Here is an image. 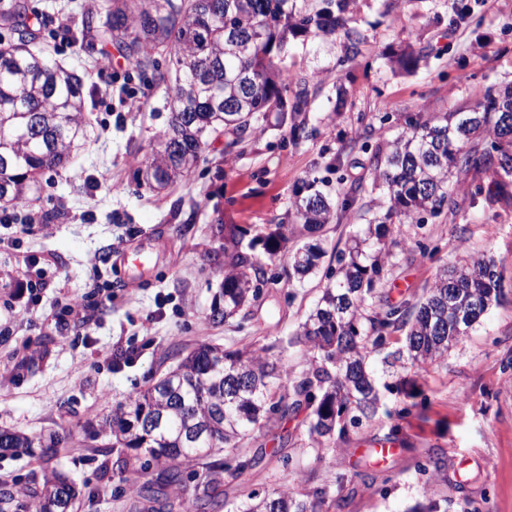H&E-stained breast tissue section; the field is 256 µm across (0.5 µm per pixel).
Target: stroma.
<instances>
[{"mask_svg": "<svg viewBox=\"0 0 512 512\" xmlns=\"http://www.w3.org/2000/svg\"><path fill=\"white\" fill-rule=\"evenodd\" d=\"M37 28V47L87 78L92 97L84 116L90 144L65 167L46 173L34 219L16 236L0 224V429L29 435L47 430L77 445L56 459L0 456V485L16 493L4 512H22L45 474L65 472L78 496L69 512H135L132 485L105 476L103 458L82 447L83 424L111 414L129 397L174 367L181 352L200 343L235 350L267 348L289 378L304 370L305 346L279 347L314 306L327 275L379 209L371 160L398 137L410 116L444 113L482 100L512 81V0H359L353 24L365 38L349 59L336 36H300L288 46L291 74L309 89L302 111L313 136L283 143V130L267 119L245 147L224 134L204 151L194 173L162 194L136 180L150 147L171 118L164 89L135 68L102 33L75 44L64 26L100 18L104 0H26ZM419 56L415 69L393 63L404 47ZM343 166L327 170L338 150ZM323 179L332 200L355 192L357 218L329 224L333 250L318 271L289 283L287 259L269 267L275 283L228 324L205 318L224 271V229L245 228L248 238L288 227V245L307 241L288 215L304 180ZM456 209L397 229L392 266L378 289L396 304L420 296L438 269L465 252L490 249L512 274V210L481 212L458 194ZM110 293L89 320L64 305ZM412 389L381 374L389 411L413 406L412 415L380 416L350 429L333 454L317 459L306 412L278 420L252 443L263 463L247 477L263 492L281 482L309 491L341 489L329 512H411L436 502L439 512H512V300L491 307L445 361L417 371ZM398 425L393 454L376 442ZM441 453L434 476L416 471Z\"/></svg>", "mask_w": 512, "mask_h": 512, "instance_id": "1", "label": "stroma"}]
</instances>
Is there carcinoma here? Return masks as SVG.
Returning <instances> with one entry per match:
<instances>
[{
    "label": "carcinoma",
    "instance_id": "cac0c4a2",
    "mask_svg": "<svg viewBox=\"0 0 512 512\" xmlns=\"http://www.w3.org/2000/svg\"><path fill=\"white\" fill-rule=\"evenodd\" d=\"M296 0H105L103 33L132 64L150 68L154 82L171 93L169 128L147 152L140 179L160 192L197 167L210 139L235 135L231 145L260 128L271 112L290 125L292 140L309 137L298 120L307 103V84L292 80L285 65L289 38L337 35L355 58L363 41L350 25L357 0H322L315 13L296 10ZM16 40L0 48V204L24 206L47 171L62 168L88 141L83 119L85 82L78 74L31 51L35 33L25 5L14 0L0 12ZM167 52L165 68L155 60ZM295 83V104L287 106ZM373 187L383 196L382 212L367 219L362 234L339 251L337 265L313 310L289 343L313 351L299 379L287 386L278 362L265 349L229 351L204 344L184 355L146 390L112 415L87 424L101 440L104 473H132L139 512H183L192 502L228 512H319L328 499L284 484L264 493L245 477L260 460L243 447L276 416L310 410L306 434L323 453L345 441L348 425L372 420L382 408L377 372L369 364L394 339L400 346L384 362L405 373L448 358V348L466 335L492 304L507 300L502 261L474 252L439 271L416 301L376 303L384 269L391 264L393 224H418L425 213L458 206L468 188L487 210L512 209V85L485 101L443 115L420 112L373 161ZM355 196L337 204L317 180L290 202L288 215L311 236L326 224L350 217ZM246 230L224 228V278L208 318L217 325L239 315L260 294L262 262L240 248ZM288 238L275 229L265 237L274 262ZM325 249L306 242L288 252L301 280L318 267ZM68 437L55 431L30 436L0 430V453L55 454ZM238 482L242 500L229 509L226 479ZM75 496L71 479L55 470L44 478L39 512H68Z\"/></svg>",
    "mask_w": 512,
    "mask_h": 512
}]
</instances>
